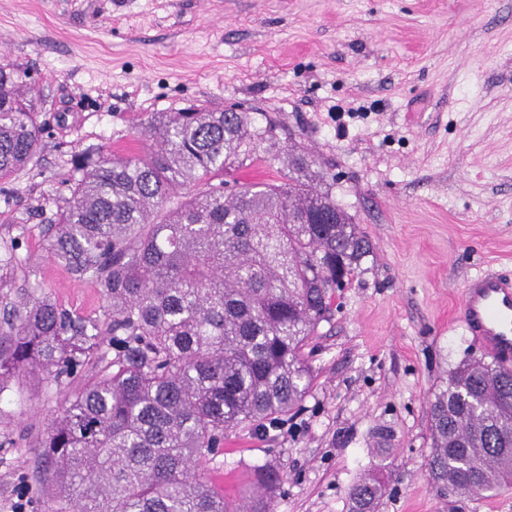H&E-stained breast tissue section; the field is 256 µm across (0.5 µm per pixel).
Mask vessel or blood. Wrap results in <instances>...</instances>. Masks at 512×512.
I'll return each mask as SVG.
<instances>
[{
    "mask_svg": "<svg viewBox=\"0 0 512 512\" xmlns=\"http://www.w3.org/2000/svg\"><path fill=\"white\" fill-rule=\"evenodd\" d=\"M460 316L485 354L512 362V278L483 272L467 279Z\"/></svg>",
    "mask_w": 512,
    "mask_h": 512,
    "instance_id": "vessel-or-blood-1",
    "label": "vessel or blood"
}]
</instances>
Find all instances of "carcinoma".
Masks as SVG:
<instances>
[{
  "label": "carcinoma",
  "instance_id": "carcinoma-1",
  "mask_svg": "<svg viewBox=\"0 0 512 512\" xmlns=\"http://www.w3.org/2000/svg\"><path fill=\"white\" fill-rule=\"evenodd\" d=\"M26 79L0 67V181L40 150ZM272 133L246 112H153L145 151L71 160L48 250L100 288L103 318L32 294L0 318V401L26 374L59 384L94 366L39 444L55 512H267L259 496L224 500L196 467L224 432L302 402L303 350L369 253L305 158L276 183L235 177ZM429 430L432 484L464 496L511 485L512 369L460 364L430 403ZM383 469L350 488L349 512H379Z\"/></svg>",
  "mask_w": 512,
  "mask_h": 512
}]
</instances>
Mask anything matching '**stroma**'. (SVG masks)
<instances>
[{
	"instance_id": "stroma-1",
	"label": "stroma",
	"mask_w": 512,
	"mask_h": 512,
	"mask_svg": "<svg viewBox=\"0 0 512 512\" xmlns=\"http://www.w3.org/2000/svg\"><path fill=\"white\" fill-rule=\"evenodd\" d=\"M0 66L28 71L43 147L0 182L12 294L102 315L94 284L48 252L75 152L146 145L155 112H247L275 138L257 169L311 159L372 246L304 351L298 409L227 431L199 472L229 502L276 473L271 512H348L385 465L379 512H512V485L431 484L429 404L484 353L457 318L475 273L512 276V0H0ZM74 384L23 376L0 401V512H50L38 442Z\"/></svg>"
}]
</instances>
